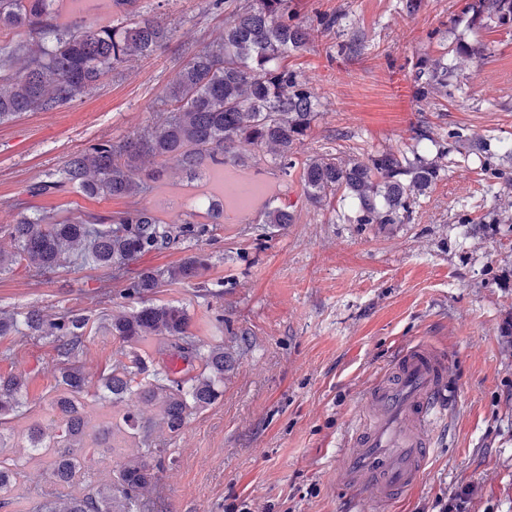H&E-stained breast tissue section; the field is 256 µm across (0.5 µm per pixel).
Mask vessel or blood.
Masks as SVG:
<instances>
[{"label":"vessel or blood","instance_id":"vessel-or-blood-1","mask_svg":"<svg viewBox=\"0 0 512 512\" xmlns=\"http://www.w3.org/2000/svg\"><path fill=\"white\" fill-rule=\"evenodd\" d=\"M451 395L447 354L424 343L407 346L366 393V413L338 468L354 512L388 504L419 480L438 411Z\"/></svg>","mask_w":512,"mask_h":512}]
</instances>
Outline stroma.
I'll list each match as a JSON object with an SVG mask.
<instances>
[{
	"label": "stroma",
	"mask_w": 512,
	"mask_h": 512,
	"mask_svg": "<svg viewBox=\"0 0 512 512\" xmlns=\"http://www.w3.org/2000/svg\"><path fill=\"white\" fill-rule=\"evenodd\" d=\"M301 17L346 14L363 38L352 61L337 54L339 34L317 30L311 51L289 58L317 89L322 112L298 160L312 152L362 155L407 141L420 121L440 136L512 140V31L482 34L484 55L459 73L457 103L437 114L417 99L411 62L456 45L451 20L458 0H425L414 16L401 0H295ZM173 36L158 55L129 63L56 112H28L0 124V249L12 251L8 229L35 177L61 167L96 139L134 135L157 119L158 100L190 52L218 39L223 12L210 0H139ZM197 182L172 169L141 206L165 222L210 225L207 278L222 282L214 296L183 284L158 298L187 307L204 345L223 343L236 365L224 395L189 416L178 436L159 405L130 396L119 407L95 398L100 380L121 358L122 343L104 331L88 336L78 357L89 378L84 396L86 450L103 462L91 479L116 469L132 444L115 431L124 411L151 428L153 444L170 449L158 484L145 493L150 512H345L338 454L365 412V393L407 345L425 341L451 359L455 392L418 483L388 507L363 512H437L440 496L462 482L477 492L469 512H512V342L501 327L512 320V223L498 207L512 186L472 170L458 152L417 207L411 223L379 226L336 222L332 205L300 199L297 178L280 181V202L299 206L296 223L277 229L228 211L212 223ZM62 219L125 209L122 200L72 191L31 202ZM104 269L67 266L34 277L24 268L0 272V310L38 308L54 316L87 310L105 319L125 306ZM25 370L24 404L8 424L0 459L17 464L14 488L0 512H36L48 491L46 456L27 448L25 433L61 425L50 400L58 357L52 339L0 338V374Z\"/></svg>",
	"instance_id": "obj_1"
}]
</instances>
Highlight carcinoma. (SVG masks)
Returning a JSON list of instances; mask_svg holds the SVG:
<instances>
[{"instance_id":"obj_1","label":"carcinoma","mask_w":512,"mask_h":512,"mask_svg":"<svg viewBox=\"0 0 512 512\" xmlns=\"http://www.w3.org/2000/svg\"><path fill=\"white\" fill-rule=\"evenodd\" d=\"M60 0H0V31L19 29L27 38L0 44V121L24 112H55L77 96L96 88L131 58H148L167 47L172 35L161 18L142 12L135 0H113L123 7L120 19L87 24L59 22ZM456 22L477 35L484 30L512 28V0H460ZM224 9L222 37L191 53L177 68L161 102L163 121L148 125L123 140L101 138L69 156L60 170L30 181L25 194L35 199L76 190L88 197L128 199L161 182L169 167L190 180L213 175L218 166L241 169L247 162L241 149H252L258 163L273 154L282 177L299 172L301 198L321 205L335 199L349 202L350 224H406L420 199L448 167V147L425 122L411 129L410 142L396 149L362 158L340 152L315 151L302 164L295 155L319 116L317 89L288 65V58L310 50L314 26L300 18L292 0H212ZM485 44L462 39L439 55L424 53L412 62L415 94L435 100L447 110L451 88L462 65L479 58ZM503 152L512 157V142L500 140L496 149L478 143L473 164L482 172ZM148 155L156 167L142 174L136 162ZM17 219L9 229L14 251L0 250V272L26 263L35 276L63 267L65 248L76 249L81 265L113 272L125 282L121 297L128 311L114 314L105 330L122 344L134 346L152 337L170 340L168 354L200 371L179 377L163 362L146 360L136 352L102 378L99 397L114 405L130 394L160 404L169 432L178 435L189 415L204 410L224 395V376L234 358L224 343L198 345L190 332L191 316L183 305L157 303L152 296L165 283L202 282L212 267V255L200 244L211 241L206 224L183 219L161 221L145 207L132 206L106 215L84 214L63 220L14 204ZM297 205L267 201L259 223L281 228L295 223ZM187 244L190 253L165 269L132 271L129 265L147 253ZM92 316L67 311L53 319L38 309L21 315L0 312V337L51 338L62 364L52 407L61 415L58 433L46 437L39 425L26 434L32 451L49 453V480L57 487H73L97 464L78 454L86 435L83 403L77 395L88 379L77 364ZM27 373L0 375V425L23 405ZM122 421L143 447L129 455L113 478L69 496L58 508L45 503L41 512H145L142 493L156 485L170 449L154 448L150 430L130 412ZM19 472L0 460V494L16 483Z\"/></svg>"}]
</instances>
